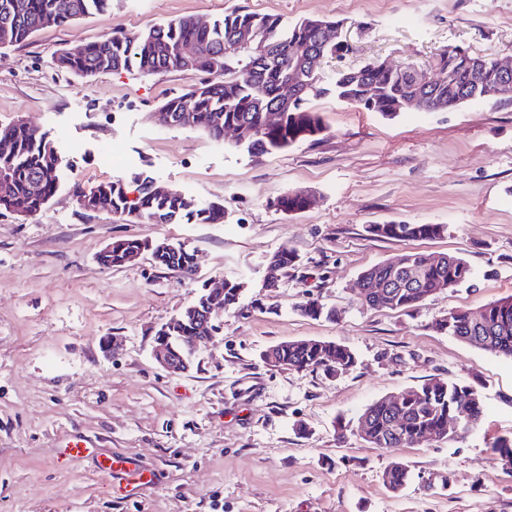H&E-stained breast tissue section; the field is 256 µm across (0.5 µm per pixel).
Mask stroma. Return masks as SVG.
<instances>
[{
    "label": "stroma",
    "instance_id": "obj_1",
    "mask_svg": "<svg viewBox=\"0 0 512 512\" xmlns=\"http://www.w3.org/2000/svg\"><path fill=\"white\" fill-rule=\"evenodd\" d=\"M239 8L287 23L342 21L353 51L327 60L326 80L371 60L428 74L450 44L512 58V0H109L0 47V127L25 119L62 157L44 210L0 209V512H512V473L491 449L512 436V360L434 328L449 311L512 296V102L389 117L327 96L313 102L326 126L319 141L254 156L158 121L162 103L198 72L79 76L54 65L63 49L115 32L136 38ZM106 142L108 161L98 157ZM138 174L197 207L223 205V223L159 224L79 206L78 188ZM291 190L313 192L316 206L269 208ZM389 221L447 230L419 241L365 230ZM119 237L183 244L196 273L146 259L100 265L98 252ZM284 246L300 262L269 299L260 285ZM409 252L460 255L473 277L415 308L361 306V273ZM225 278L246 282L239 302L201 339L189 373H166L152 357L156 330ZM312 298L337 317L301 315ZM112 336L122 346L104 353ZM309 339L352 348L357 368L329 377L259 358ZM433 375L480 385V423L420 448L369 447L357 430L363 409ZM78 438L90 453L73 461L63 447ZM106 459L153 479L108 478ZM394 461L411 472L397 493L381 480Z\"/></svg>",
    "mask_w": 512,
    "mask_h": 512
}]
</instances>
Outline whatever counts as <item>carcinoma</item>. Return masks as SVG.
I'll return each instance as SVG.
<instances>
[{
  "instance_id": "cac0c4a2",
  "label": "carcinoma",
  "mask_w": 512,
  "mask_h": 512,
  "mask_svg": "<svg viewBox=\"0 0 512 512\" xmlns=\"http://www.w3.org/2000/svg\"><path fill=\"white\" fill-rule=\"evenodd\" d=\"M56 0H0V29L8 27L10 42L25 41L34 32L52 25L64 24L98 8L105 0H71L74 12L57 16ZM336 21L305 18L285 25L275 15L247 11H232L224 18L203 28L195 19L182 17L150 28L133 40L120 34L85 45L78 56L65 52L55 58L57 68L76 75L95 74L136 68L145 75L180 70L178 56L182 49L193 47L198 52L196 71L209 75L184 93L166 100L161 109L174 116L183 115L185 99L191 101L190 125L218 138L219 127L245 126L253 131L246 142L247 152L254 156L270 154L311 141L324 130L319 112L312 101L332 95L337 100L367 111L394 116L400 112L419 110L408 102L419 99L425 112H444L466 103L497 97V59L474 56L484 68L483 86L473 85L470 68L459 54V46L449 45L436 56L439 72L423 82L406 72L391 71L372 61L357 69L339 70L330 83L322 82L325 59H342L352 47L321 39L322 30L338 27ZM248 35L253 45L262 46L266 54L255 64L243 59L237 49L238 37ZM297 81L303 90L294 102L281 98L280 89L288 80ZM44 133L9 125L0 128V171L10 172V181L0 187V207L37 213L56 194L59 176L48 167V145ZM38 181L41 192L31 193L30 185ZM137 195L129 199L125 180L121 178L94 186L109 196L112 210L119 214L136 213L159 224H171L181 219H195L212 224L224 219V206L194 208L193 202L174 190L157 192L156 183L141 175L133 177ZM273 208L284 214L304 211L312 206L309 194L288 191L271 200ZM447 230L444 224H410L391 221L369 224L371 236L389 240L433 239ZM148 252V243L136 238L112 241L108 266L123 267L137 253ZM270 261L287 274L295 267L298 255L282 247ZM401 262L417 269L410 283H401V272L389 263L374 265L362 272L361 278L373 277L390 283V287L371 294L360 303L372 309L406 310L423 302L444 288L453 289L470 280L469 263L455 254L442 253L431 262L420 253L402 255ZM242 294L241 282L224 281V305L237 304ZM306 317L329 319L337 311L317 299L300 306ZM482 322L470 318V312L454 310L437 320L434 328L485 352L512 358V296L488 303L480 309ZM261 361L286 366L294 371H322L326 375L352 370L357 358L345 345L319 340L280 342L260 354ZM484 414L480 392L471 385L448 382L431 377L407 392V398L395 404L383 397L369 404L359 418L366 419L361 427L365 443L373 448L422 447L435 438L452 439L448 423L458 429L477 425ZM400 422L394 435L391 422ZM409 480V470L403 463H391L383 472V484L398 492Z\"/></svg>"
}]
</instances>
